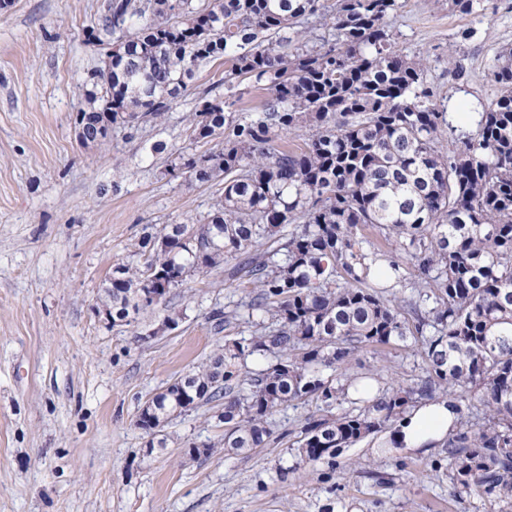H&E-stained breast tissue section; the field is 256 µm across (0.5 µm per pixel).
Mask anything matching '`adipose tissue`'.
Returning <instances> with one entry per match:
<instances>
[{"label": "adipose tissue", "instance_id": "obj_1", "mask_svg": "<svg viewBox=\"0 0 512 512\" xmlns=\"http://www.w3.org/2000/svg\"><path fill=\"white\" fill-rule=\"evenodd\" d=\"M456 413L446 402L425 401L408 411L391 434L390 451L429 450L455 427Z\"/></svg>", "mask_w": 512, "mask_h": 512}]
</instances>
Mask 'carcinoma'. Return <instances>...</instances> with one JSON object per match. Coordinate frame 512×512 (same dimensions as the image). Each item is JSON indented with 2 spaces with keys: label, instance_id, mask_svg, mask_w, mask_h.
Listing matches in <instances>:
<instances>
[{
  "label": "carcinoma",
  "instance_id": "obj_1",
  "mask_svg": "<svg viewBox=\"0 0 512 512\" xmlns=\"http://www.w3.org/2000/svg\"><path fill=\"white\" fill-rule=\"evenodd\" d=\"M401 4L109 0L99 29L112 52L88 72L76 113L87 130L163 125L200 67H231L185 117L191 137L221 148L166 168L222 186L208 221L144 234L135 244L143 268L113 269L106 293L112 322L129 324L147 311L144 294L160 303L226 264L228 278L253 288L236 316H263L249 337L155 395L137 418L145 433L222 398L224 448H258L274 411L314 397L326 413L305 419L299 456L334 463L417 398L440 390L453 402L472 390L487 420L456 407L451 495L501 512L512 499V47L493 56L496 97L452 114L428 86L424 59L396 49L387 20ZM312 18L329 22L332 38L317 40ZM243 84L266 91L261 106L239 107ZM301 129L304 146L276 144ZM393 288L416 291L411 318L383 298ZM408 336L424 338L427 380L367 398L369 386L352 378L365 406L334 414L338 390L323 372L347 369L362 343ZM252 356L273 362L249 371Z\"/></svg>",
  "mask_w": 512,
  "mask_h": 512
}]
</instances>
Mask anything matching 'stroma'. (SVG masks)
I'll return each mask as SVG.
<instances>
[{"mask_svg":"<svg viewBox=\"0 0 512 512\" xmlns=\"http://www.w3.org/2000/svg\"><path fill=\"white\" fill-rule=\"evenodd\" d=\"M108 2L0 4V512H486L451 495L444 445L394 454L383 432L341 449L335 464L302 463L300 427L322 412L313 398L277 409L263 447L242 452L223 447L220 400L173 417L163 440L138 428L156 394L252 327L233 317L248 288L220 270L171 289L131 324L102 313L113 268L144 263L133 243L204 223L218 196L165 166L171 152L219 149L191 140L183 117L223 70L199 68L165 125L83 145L74 119L106 50L89 33ZM390 24L402 53L427 59L445 105L477 112L495 98L490 64L512 45V0H480L467 16L448 0H403ZM159 141L167 153L154 152ZM216 309L233 317L220 332ZM172 314L177 326L162 330ZM351 376L380 392L418 386L423 345H359L334 380L337 412L361 408L344 390Z\"/></svg>","mask_w":512,"mask_h":512,"instance_id":"stroma-1","label":"stroma"}]
</instances>
